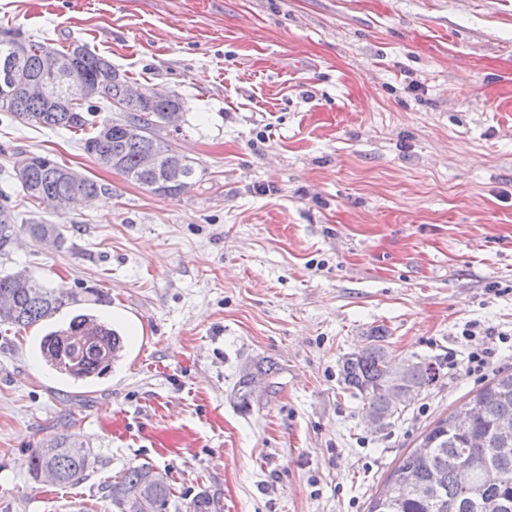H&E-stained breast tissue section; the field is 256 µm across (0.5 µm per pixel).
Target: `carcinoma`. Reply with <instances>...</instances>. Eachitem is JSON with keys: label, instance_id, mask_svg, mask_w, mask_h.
Instances as JSON below:
<instances>
[{"label": "carcinoma", "instance_id": "cac0c4a2", "mask_svg": "<svg viewBox=\"0 0 512 512\" xmlns=\"http://www.w3.org/2000/svg\"><path fill=\"white\" fill-rule=\"evenodd\" d=\"M48 45L39 39L0 40V56L20 55L21 75L12 84L0 83V112L12 120L51 131L81 133L82 148L97 164L109 160V169L127 181L148 190L161 184L165 196L179 195L178 186L195 178L196 169L189 165L180 171L167 167L161 159L155 167L141 165L142 155L161 139L166 112L184 109L177 95L158 100L152 91L126 104L123 119L105 116L112 101L124 99L130 84L126 74L112 67V61L91 50L87 44L73 41L60 53L77 59L74 83L78 93L62 100H46L29 94L26 82L37 80L42 73L41 52ZM66 166L47 155L27 154L25 179L16 180L17 194L56 213L63 212L59 202L80 197L112 193V185L87 175L74 182L64 175ZM12 194L0 190V255L9 254L18 232L25 231L36 240L50 237L63 243L65 237L58 224L32 218L17 223ZM76 294L55 292L25 273L0 276V324L29 327L59 312ZM91 315L74 316L67 327L47 333L40 344L46 364L74 380L85 381L101 376L112 368L124 349L120 333L105 322L94 332L99 344L81 356L76 365L63 361L61 343L71 336L86 334ZM384 337L370 334L363 346L347 354L340 368L344 385L360 397L363 410L385 425L398 413L392 406L391 392L395 380L390 376L393 356L383 344ZM400 387L417 392L432 385L439 377L437 363L413 357ZM274 364L259 360L239 381L240 405H249L255 380L269 374ZM465 417L454 411L434 422L422 435L421 442L410 450L389 474L383 488L370 502L368 512H512V435L502 436L499 424L512 422V373L495 375L475 395L462 404ZM52 453L36 448L30 457L33 477L45 470L56 473V483L76 484L94 469L97 456L89 448L76 447L63 437L51 440ZM146 464L128 467L104 490L118 512H143V502L154 512H165L171 487L164 476L147 487L141 485Z\"/></svg>", "mask_w": 512, "mask_h": 512}]
</instances>
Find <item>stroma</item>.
<instances>
[{
  "instance_id": "35a3bbf8",
  "label": "stroma",
  "mask_w": 512,
  "mask_h": 512,
  "mask_svg": "<svg viewBox=\"0 0 512 512\" xmlns=\"http://www.w3.org/2000/svg\"><path fill=\"white\" fill-rule=\"evenodd\" d=\"M1 31L179 95L163 134L196 179L154 194L0 112V189L21 151L112 185L63 214L20 203L65 242L23 232L0 258L101 295L0 334V512H112L103 485L144 462L166 512H367L423 431L512 372V0H0ZM80 312L124 338L83 385L39 352ZM375 331L441 365L383 427L340 375ZM262 358L276 371L242 408ZM58 436L102 465L44 486L30 455ZM266 365V367H265ZM275 368L271 361L259 360L252 365V370L246 372L239 381V389L237 391L240 405L247 407L253 397L255 389V380L261 376L268 375Z\"/></svg>"
}]
</instances>
